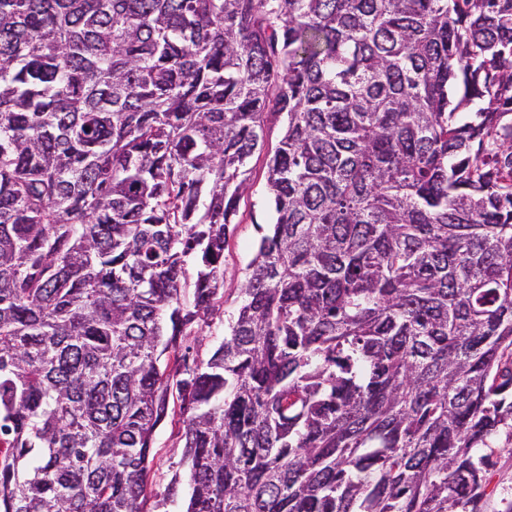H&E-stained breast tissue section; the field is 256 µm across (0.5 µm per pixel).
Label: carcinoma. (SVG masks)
<instances>
[{"instance_id": "carcinoma-1", "label": "carcinoma", "mask_w": 512, "mask_h": 512, "mask_svg": "<svg viewBox=\"0 0 512 512\" xmlns=\"http://www.w3.org/2000/svg\"><path fill=\"white\" fill-rule=\"evenodd\" d=\"M173 387L186 512H484L512 0H0V512H149ZM265 149L255 153L250 160V187L239 202L237 224L224 249V305L220 316L214 318L209 327L195 325L191 336H185L182 348L191 346L190 361L199 349L200 358L216 347L224 338V327L235 313L240 301V288L247 273V267L253 259L262 230L273 219V213L267 202L266 189V152L274 150L282 136L279 122L269 124Z\"/></svg>"}]
</instances>
